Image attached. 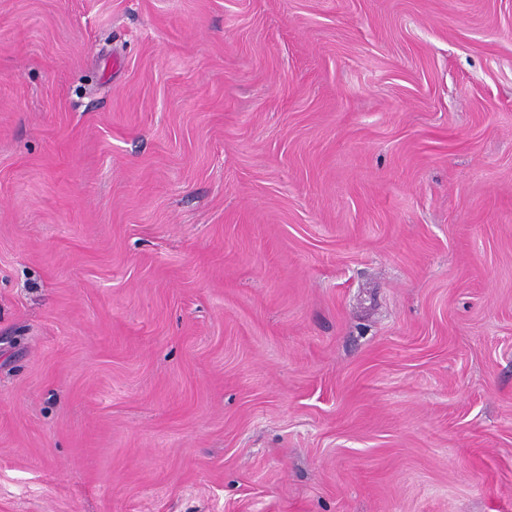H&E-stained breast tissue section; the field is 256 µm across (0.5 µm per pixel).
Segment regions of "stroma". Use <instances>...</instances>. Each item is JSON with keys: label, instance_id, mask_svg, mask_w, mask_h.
Listing matches in <instances>:
<instances>
[{"label": "stroma", "instance_id": "1", "mask_svg": "<svg viewBox=\"0 0 512 512\" xmlns=\"http://www.w3.org/2000/svg\"><path fill=\"white\" fill-rule=\"evenodd\" d=\"M0 512H512V0H0Z\"/></svg>", "mask_w": 512, "mask_h": 512}]
</instances>
